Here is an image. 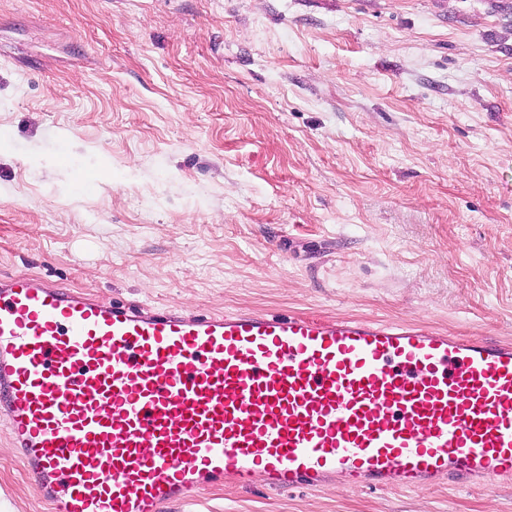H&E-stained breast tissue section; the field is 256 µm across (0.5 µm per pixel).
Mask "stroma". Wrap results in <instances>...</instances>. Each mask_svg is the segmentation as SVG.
Wrapping results in <instances>:
<instances>
[{
	"instance_id": "1",
	"label": "stroma",
	"mask_w": 512,
	"mask_h": 512,
	"mask_svg": "<svg viewBox=\"0 0 512 512\" xmlns=\"http://www.w3.org/2000/svg\"><path fill=\"white\" fill-rule=\"evenodd\" d=\"M512 340V0H0V277ZM0 512H48L0 423ZM163 512H512L224 479Z\"/></svg>"
}]
</instances>
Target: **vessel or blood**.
<instances>
[{
  "label": "vessel or blood",
  "instance_id": "b4317fda",
  "mask_svg": "<svg viewBox=\"0 0 512 512\" xmlns=\"http://www.w3.org/2000/svg\"><path fill=\"white\" fill-rule=\"evenodd\" d=\"M0 417L53 512L512 479V342L418 321L105 304L0 279Z\"/></svg>",
  "mask_w": 512,
  "mask_h": 512
}]
</instances>
